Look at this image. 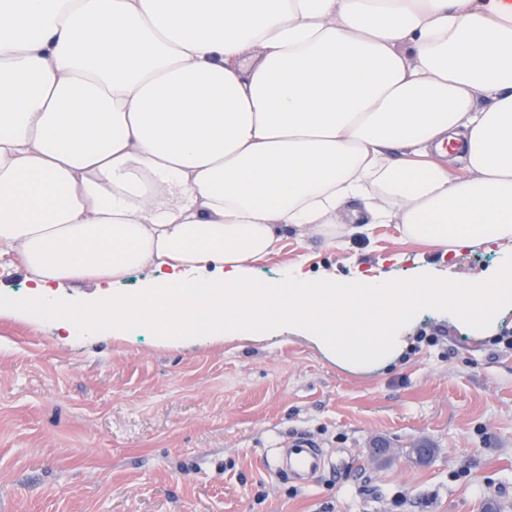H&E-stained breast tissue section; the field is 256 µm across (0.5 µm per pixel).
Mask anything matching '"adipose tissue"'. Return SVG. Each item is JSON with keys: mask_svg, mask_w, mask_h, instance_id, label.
I'll use <instances>...</instances> for the list:
<instances>
[{"mask_svg": "<svg viewBox=\"0 0 512 512\" xmlns=\"http://www.w3.org/2000/svg\"><path fill=\"white\" fill-rule=\"evenodd\" d=\"M357 222L512 238V0H0V253L32 281L0 315L160 345L300 334L351 370L397 362L426 312L497 333L512 259L475 285L256 280L280 226ZM77 281L97 287L78 307Z\"/></svg>", "mask_w": 512, "mask_h": 512, "instance_id": "adipose-tissue-1", "label": "adipose tissue"}]
</instances>
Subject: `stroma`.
I'll use <instances>...</instances> for the list:
<instances>
[{
  "label": "stroma",
  "mask_w": 512,
  "mask_h": 512,
  "mask_svg": "<svg viewBox=\"0 0 512 512\" xmlns=\"http://www.w3.org/2000/svg\"><path fill=\"white\" fill-rule=\"evenodd\" d=\"M442 253L398 224L290 228L256 276L395 277ZM502 259L474 246L450 272L470 284ZM408 334L396 363L353 371L300 336L161 346L0 316V512H512V311L486 340L429 313ZM297 431L340 452L310 486L262 462Z\"/></svg>",
  "instance_id": "stroma-1"
}]
</instances>
